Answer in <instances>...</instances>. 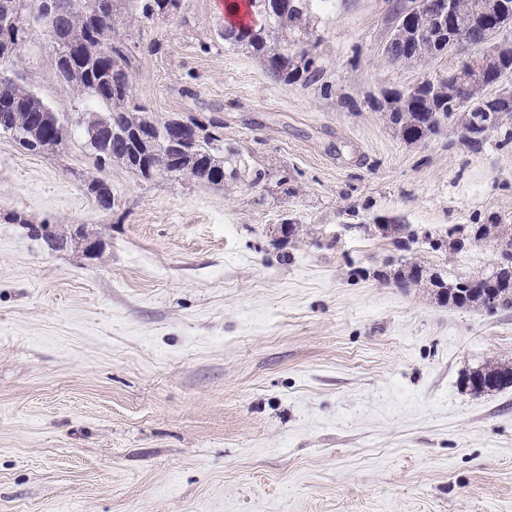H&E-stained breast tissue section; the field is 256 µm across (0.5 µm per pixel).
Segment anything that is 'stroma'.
<instances>
[{"mask_svg": "<svg viewBox=\"0 0 512 512\" xmlns=\"http://www.w3.org/2000/svg\"><path fill=\"white\" fill-rule=\"evenodd\" d=\"M184 3L127 27L134 94L160 121H223L250 171L220 186L96 171L77 124L95 104L41 29L19 52L75 126L42 153L0 132V512H512V387L466 383L512 364V309L397 279L495 267L473 229L512 233V143L409 144L373 107L457 55L392 64L396 0H336L322 85L285 86L219 38L218 0ZM392 217L418 243L378 228ZM478 377L472 380V375L467 377V380L470 382L469 385L471 390L476 393L482 392H495L507 388L509 386H501L498 384L497 386H490L488 383L491 378H500L502 376H506L508 374L512 375V366L500 364V365H490L486 366L482 369H479L475 372Z\"/></svg>", "mask_w": 512, "mask_h": 512, "instance_id": "1", "label": "stroma"}]
</instances>
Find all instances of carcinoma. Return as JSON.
Segmentation results:
<instances>
[{"mask_svg": "<svg viewBox=\"0 0 512 512\" xmlns=\"http://www.w3.org/2000/svg\"><path fill=\"white\" fill-rule=\"evenodd\" d=\"M65 12L67 33L81 44V54L76 67H71L69 53H54L55 75L79 96L92 98L106 108L101 115L92 114L86 122L87 144L112 143L113 162L125 170L151 180L157 175L172 176L160 165L151 170L142 167L141 150L132 140L112 138L105 121L124 131L138 129L163 145L168 144L178 117L157 121L148 109L138 102L131 85V73L135 57L122 37L120 27L128 20L165 17L181 8L182 0H58ZM276 0H246V10L260 18L256 25H225L219 32L224 42L247 50L261 59L268 76L283 85H314L323 78L318 47L322 37L315 34L314 12H326L334 0H293V5L278 12ZM482 0H455V29L436 36L423 46L419 53L407 54L400 41L389 37L384 52L387 57L406 66L422 65L448 54V45L460 39L482 44L487 52L481 74L485 82L495 89L485 101H473L466 92L465 77L469 74L464 62L447 76L429 79L425 91L411 88L389 90L383 96H394L402 101L396 111L389 113V120L396 133L408 143H416L432 135L457 127H463L472 136H463L471 147L482 146L505 123L491 119L497 112L512 116V10L498 21V28L487 35L480 10ZM34 5V0H0V14L11 13L24 17ZM27 30L15 29L0 32V69L14 66L21 45L26 41ZM110 46L109 53L101 48ZM456 85L459 98L448 99V85ZM44 102L15 80H0V131L32 132L26 128L28 116L40 112ZM198 130L195 140L187 143L188 152L182 154L196 169L195 180L212 185L224 184V177L236 176V170L226 171L225 164L231 157L224 156V122L211 118L203 124L195 117L187 118ZM402 284H418L429 281L438 288V296L456 307H477L488 310L512 308V267L502 266L494 272L493 288L495 304L482 299L486 289L484 282L470 277L458 278L452 283L444 281L439 272L426 273L418 263L398 272ZM477 377H467L471 390L476 393L495 392L503 386H492L490 379L512 375V366L504 364L486 366L476 371Z\"/></svg>", "mask_w": 512, "mask_h": 512, "instance_id": "cac0c4a2", "label": "carcinoma"}]
</instances>
